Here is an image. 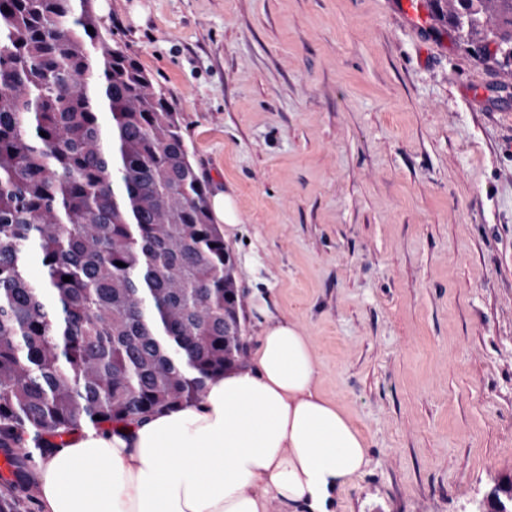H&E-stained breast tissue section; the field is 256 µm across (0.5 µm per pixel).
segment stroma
<instances>
[{
  "label": "stroma",
  "instance_id": "1",
  "mask_svg": "<svg viewBox=\"0 0 512 512\" xmlns=\"http://www.w3.org/2000/svg\"><path fill=\"white\" fill-rule=\"evenodd\" d=\"M176 104L258 343L315 347L367 439L335 512H477L512 477V65L434 0H93Z\"/></svg>",
  "mask_w": 512,
  "mask_h": 512
}]
</instances>
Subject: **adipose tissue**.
<instances>
[{"label": "adipose tissue", "mask_w": 512, "mask_h": 512, "mask_svg": "<svg viewBox=\"0 0 512 512\" xmlns=\"http://www.w3.org/2000/svg\"><path fill=\"white\" fill-rule=\"evenodd\" d=\"M249 366L202 401L116 428L78 431L45 456L42 512H268L270 500L331 512L367 469L363 434L319 389L312 344L260 305Z\"/></svg>", "instance_id": "1"}]
</instances>
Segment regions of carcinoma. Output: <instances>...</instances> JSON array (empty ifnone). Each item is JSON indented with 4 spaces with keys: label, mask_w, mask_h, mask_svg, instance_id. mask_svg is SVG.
<instances>
[{
    "label": "carcinoma",
    "mask_w": 512,
    "mask_h": 512,
    "mask_svg": "<svg viewBox=\"0 0 512 512\" xmlns=\"http://www.w3.org/2000/svg\"><path fill=\"white\" fill-rule=\"evenodd\" d=\"M92 2L0 0V450L17 477L84 425L200 401L248 348L181 113ZM493 3L511 59L512 0ZM459 9L488 55L486 5Z\"/></svg>",
    "instance_id": "obj_1"
}]
</instances>
